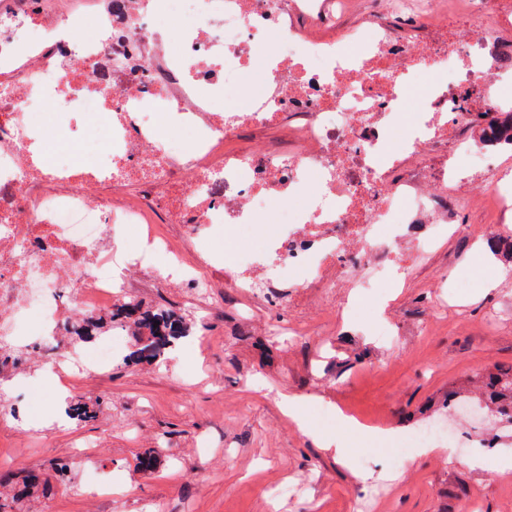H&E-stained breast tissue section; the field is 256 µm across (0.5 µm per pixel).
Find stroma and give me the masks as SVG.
<instances>
[{
  "mask_svg": "<svg viewBox=\"0 0 512 512\" xmlns=\"http://www.w3.org/2000/svg\"><path fill=\"white\" fill-rule=\"evenodd\" d=\"M491 257L442 237L374 297L344 289V312L318 289L278 283L257 299L209 285L221 311L196 308L184 288L144 278L131 297L174 308L203 345L184 343L161 365L127 363L126 339L84 400L103 401L96 420L60 422L57 389L40 362L16 371L13 401L33 431L0 428V474H50L76 443L96 446L95 467L112 496L94 499L79 483L23 504L25 512H512V468L472 470L444 452L419 456L413 434L428 416L444 420L450 387L482 368L512 365V279L475 288L471 258ZM301 399L312 433L279 404ZM347 447L341 460L337 446ZM158 451L151 472L141 454ZM405 458L389 468L387 455Z\"/></svg>",
  "mask_w": 512,
  "mask_h": 512,
  "instance_id": "1",
  "label": "stroma"
}]
</instances>
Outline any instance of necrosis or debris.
I'll return each mask as SVG.
<instances>
[{
	"instance_id": "1",
	"label": "necrosis or debris",
	"mask_w": 512,
	"mask_h": 512,
	"mask_svg": "<svg viewBox=\"0 0 512 512\" xmlns=\"http://www.w3.org/2000/svg\"><path fill=\"white\" fill-rule=\"evenodd\" d=\"M368 0L367 19L347 0H94L88 12L46 0H0V343L19 326L39 338L44 370L91 376L114 342L71 347L69 331L115 310L162 257L215 311L206 270L230 288L263 294L304 269L311 287L357 286L460 234L471 201L505 213L480 243L512 277V9L504 0ZM325 30L312 37L309 26ZM268 74L235 106L226 88ZM432 76L410 97L419 72ZM57 107L65 139L75 115L102 126L108 148L87 165L48 150L34 123ZM283 134L268 137V130ZM138 237L120 277L114 240ZM159 224L191 230L282 224L252 254L183 259Z\"/></svg>"
}]
</instances>
